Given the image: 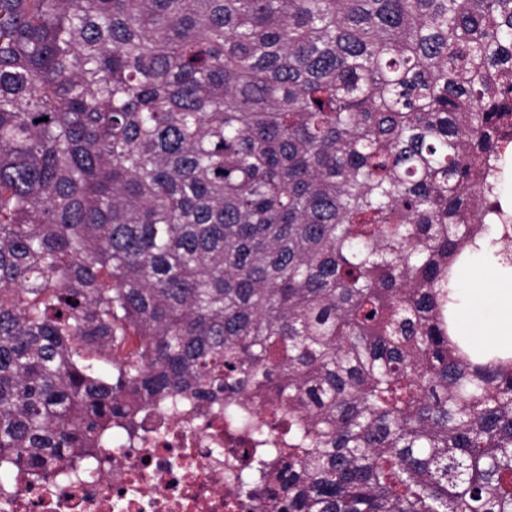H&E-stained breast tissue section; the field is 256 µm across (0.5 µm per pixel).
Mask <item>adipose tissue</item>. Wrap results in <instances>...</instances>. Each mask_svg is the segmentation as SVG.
Instances as JSON below:
<instances>
[{"label": "adipose tissue", "instance_id": "1", "mask_svg": "<svg viewBox=\"0 0 512 512\" xmlns=\"http://www.w3.org/2000/svg\"><path fill=\"white\" fill-rule=\"evenodd\" d=\"M490 240H482L459 272L463 287L454 317L455 332L470 353L486 360L489 352L512 357V269L492 259Z\"/></svg>", "mask_w": 512, "mask_h": 512}]
</instances>
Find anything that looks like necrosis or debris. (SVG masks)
<instances>
[{"label": "necrosis or debris", "mask_w": 512, "mask_h": 512, "mask_svg": "<svg viewBox=\"0 0 512 512\" xmlns=\"http://www.w3.org/2000/svg\"><path fill=\"white\" fill-rule=\"evenodd\" d=\"M130 444L111 458L46 484L20 473L0 512H242L224 484L226 449L256 447L222 414L183 406L137 414Z\"/></svg>", "instance_id": "1"}]
</instances>
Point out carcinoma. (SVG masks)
Listing matches in <instances>:
<instances>
[{
    "label": "carcinoma",
    "mask_w": 512,
    "mask_h": 512,
    "mask_svg": "<svg viewBox=\"0 0 512 512\" xmlns=\"http://www.w3.org/2000/svg\"><path fill=\"white\" fill-rule=\"evenodd\" d=\"M511 145L512 0H0V473L260 391L254 512H512L452 339Z\"/></svg>",
    "instance_id": "1"
}]
</instances>
